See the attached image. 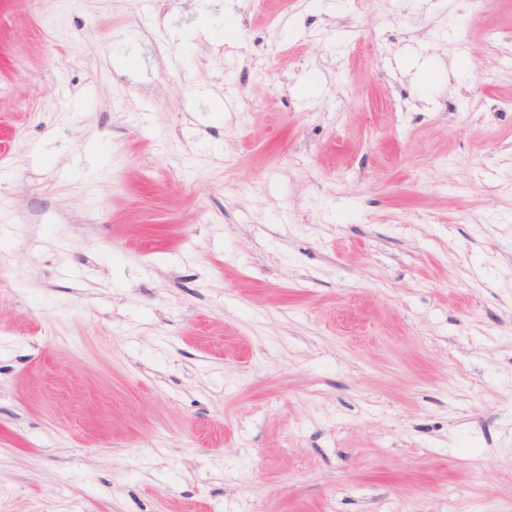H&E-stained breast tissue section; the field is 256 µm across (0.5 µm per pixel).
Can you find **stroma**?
Returning <instances> with one entry per match:
<instances>
[{
  "mask_svg": "<svg viewBox=\"0 0 512 512\" xmlns=\"http://www.w3.org/2000/svg\"><path fill=\"white\" fill-rule=\"evenodd\" d=\"M0 0V512H512V0Z\"/></svg>",
  "mask_w": 512,
  "mask_h": 512,
  "instance_id": "obj_1",
  "label": "stroma"
}]
</instances>
